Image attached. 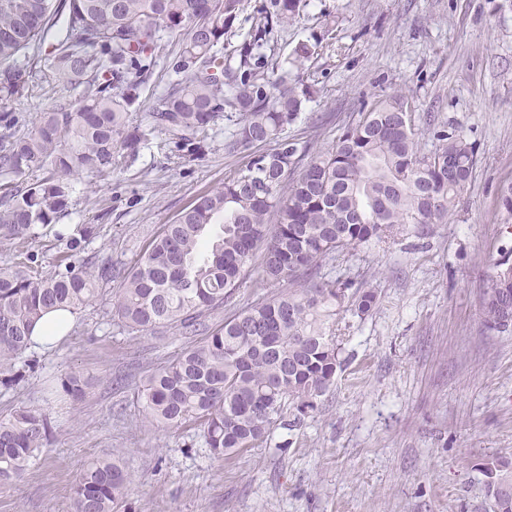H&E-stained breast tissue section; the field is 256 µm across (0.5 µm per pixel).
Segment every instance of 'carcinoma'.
Instances as JSON below:
<instances>
[{"label": "carcinoma", "instance_id": "cac0c4a2", "mask_svg": "<svg viewBox=\"0 0 512 512\" xmlns=\"http://www.w3.org/2000/svg\"><path fill=\"white\" fill-rule=\"evenodd\" d=\"M302 0H266L234 66L215 47L243 0H0V241L13 254L0 265V385L22 378L31 329L50 309L79 310L115 282L112 315L129 333L161 338L178 328L195 341L150 370L136 399L146 422L167 430L195 423L218 458L268 441L289 410L293 423L318 408L341 369L336 316L369 313L377 292L324 275L336 255L446 224L467 189L474 146L446 130L422 147L408 98L393 95L359 113L336 144L295 174L298 147L284 136L310 90L286 73L265 72L263 48L275 26L300 16ZM62 30L42 53L51 20ZM182 40L169 64L177 79L144 120L132 108L166 43ZM49 86L54 105L26 124L13 106ZM233 123L226 148L247 163L163 226L134 265L75 261L38 269L37 230L67 210L71 177L109 175L137 155L148 136L168 135L178 158L206 152L209 131ZM278 214L275 224L270 213ZM242 288H265L222 320ZM482 325L512 332V263L494 264L481 301ZM94 386L72 373L57 396L75 405ZM45 414L18 407L0 416V482L21 477L49 441ZM489 512H512V463L484 464ZM131 478L118 458L89 461L73 488L75 512H120Z\"/></svg>", "mask_w": 512, "mask_h": 512}]
</instances>
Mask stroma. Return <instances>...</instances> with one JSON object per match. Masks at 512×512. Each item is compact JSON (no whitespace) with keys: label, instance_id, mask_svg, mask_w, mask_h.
<instances>
[{"label":"stroma","instance_id":"35a3bbf8","mask_svg":"<svg viewBox=\"0 0 512 512\" xmlns=\"http://www.w3.org/2000/svg\"><path fill=\"white\" fill-rule=\"evenodd\" d=\"M315 46L307 58L300 45ZM264 52L313 89L290 140L307 157L327 151L364 106L401 94L473 144L470 186L448 223L424 236L363 247L337 274L375 289L368 314L341 313L344 366L316 411L268 442L217 458L193 428L149 426L134 399L142 376L181 348L128 334L112 316L109 284L73 328L16 385L0 386V413L40 408L51 441L21 480L0 483V512H74L72 488L91 459L122 458L130 512H486L483 464L512 461V334L486 331L481 294L512 222L498 206L512 182V0H307ZM216 127L203 159L171 154L164 134L112 175L72 179L65 214L32 249L50 269L81 224L100 232L75 260L127 267L197 197L243 166ZM94 377L68 410L44 400L71 373Z\"/></svg>","mask_w":512,"mask_h":512}]
</instances>
